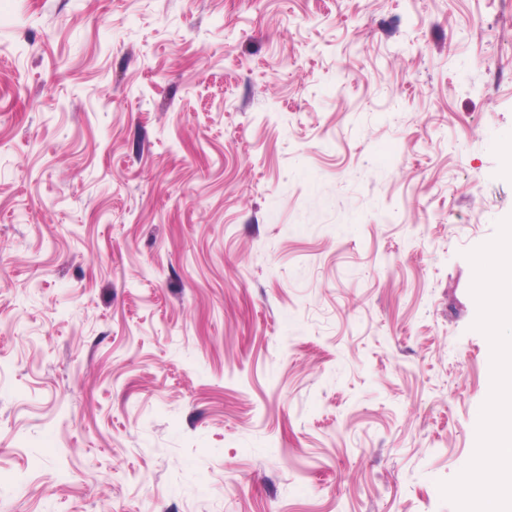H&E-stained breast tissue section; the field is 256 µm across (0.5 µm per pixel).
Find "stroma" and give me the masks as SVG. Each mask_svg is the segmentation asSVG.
<instances>
[{
    "label": "stroma",
    "mask_w": 512,
    "mask_h": 512,
    "mask_svg": "<svg viewBox=\"0 0 512 512\" xmlns=\"http://www.w3.org/2000/svg\"><path fill=\"white\" fill-rule=\"evenodd\" d=\"M511 135L512 0H0V512H456Z\"/></svg>",
    "instance_id": "obj_1"
}]
</instances>
